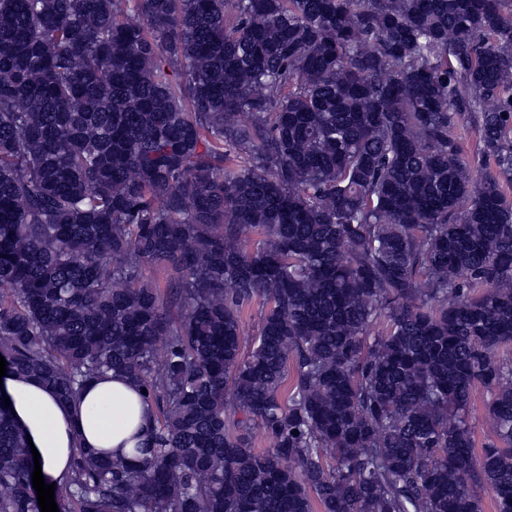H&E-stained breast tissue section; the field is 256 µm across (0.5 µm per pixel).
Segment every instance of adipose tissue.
Masks as SVG:
<instances>
[{
	"instance_id": "adipose-tissue-1",
	"label": "adipose tissue",
	"mask_w": 512,
	"mask_h": 512,
	"mask_svg": "<svg viewBox=\"0 0 512 512\" xmlns=\"http://www.w3.org/2000/svg\"><path fill=\"white\" fill-rule=\"evenodd\" d=\"M13 414L40 454L47 482L59 481L76 444L105 452L132 448L133 434L145 428L150 408L127 379L107 375L91 381L79 401L60 403L34 378H7Z\"/></svg>"
}]
</instances>
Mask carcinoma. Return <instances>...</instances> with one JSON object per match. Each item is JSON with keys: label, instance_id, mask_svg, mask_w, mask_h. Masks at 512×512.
<instances>
[{"label": "carcinoma", "instance_id": "1", "mask_svg": "<svg viewBox=\"0 0 512 512\" xmlns=\"http://www.w3.org/2000/svg\"><path fill=\"white\" fill-rule=\"evenodd\" d=\"M509 187L506 0H0V355L153 418L59 512H512Z\"/></svg>", "mask_w": 512, "mask_h": 512}]
</instances>
